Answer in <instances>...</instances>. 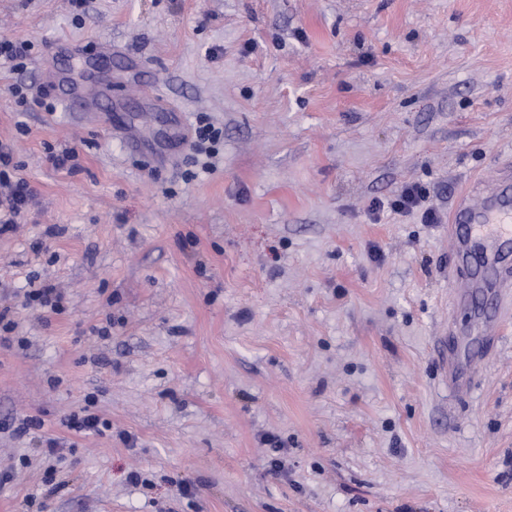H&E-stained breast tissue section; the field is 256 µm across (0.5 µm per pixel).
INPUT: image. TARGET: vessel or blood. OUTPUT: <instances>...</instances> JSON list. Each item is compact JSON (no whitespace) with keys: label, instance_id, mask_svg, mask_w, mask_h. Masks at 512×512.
I'll use <instances>...</instances> for the list:
<instances>
[{"label":"vessel or blood","instance_id":"1","mask_svg":"<svg viewBox=\"0 0 512 512\" xmlns=\"http://www.w3.org/2000/svg\"><path fill=\"white\" fill-rule=\"evenodd\" d=\"M47 83L67 106L111 121V111L99 110L82 78L53 73ZM448 241L455 302L471 307L472 313L465 328L449 323L435 359L449 388L464 394L470 388L469 365L477 347L494 344L502 322L498 307L512 302L511 165L502 167L494 187L478 183L465 188L449 216Z\"/></svg>","mask_w":512,"mask_h":512}]
</instances>
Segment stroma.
<instances>
[{
  "label": "stroma",
  "instance_id": "35a3bbf8",
  "mask_svg": "<svg viewBox=\"0 0 512 512\" xmlns=\"http://www.w3.org/2000/svg\"><path fill=\"white\" fill-rule=\"evenodd\" d=\"M1 36L32 44L0 141L36 196L0 236V512H512V310L465 395L433 349L468 316L449 214L512 162V0H0ZM59 41L116 48L135 139L20 111ZM153 96L221 127L217 154L161 162ZM411 183L437 223L391 211ZM84 410L108 430L64 427ZM62 292L52 285H44L41 288L32 289L25 293L26 304L37 303L43 308L49 307L51 312L61 310Z\"/></svg>",
  "mask_w": 512,
  "mask_h": 512
}]
</instances>
